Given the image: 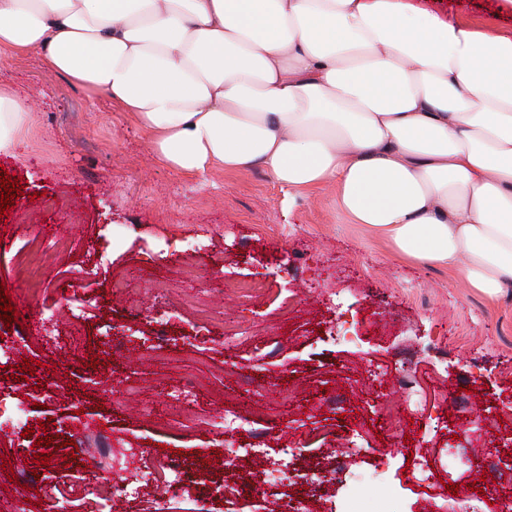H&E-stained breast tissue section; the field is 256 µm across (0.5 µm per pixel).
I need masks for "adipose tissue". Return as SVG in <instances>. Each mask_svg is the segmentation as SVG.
<instances>
[{
    "instance_id": "ef3b65f1",
    "label": "adipose tissue",
    "mask_w": 512,
    "mask_h": 512,
    "mask_svg": "<svg viewBox=\"0 0 512 512\" xmlns=\"http://www.w3.org/2000/svg\"><path fill=\"white\" fill-rule=\"evenodd\" d=\"M107 94L168 166L336 189L348 223L512 292V33L432 0H0V51ZM28 107L0 88V154Z\"/></svg>"
}]
</instances>
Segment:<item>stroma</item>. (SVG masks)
<instances>
[{"label":"stroma","mask_w":512,"mask_h":512,"mask_svg":"<svg viewBox=\"0 0 512 512\" xmlns=\"http://www.w3.org/2000/svg\"><path fill=\"white\" fill-rule=\"evenodd\" d=\"M498 6L456 0L449 12L511 33ZM1 87L29 113L15 153L0 156L20 185L0 216V287L16 312L0 319L12 353L0 396L28 405L32 433L0 435V512H92L91 500L58 495L61 459L118 485L132 443L179 451L186 490L172 500L155 487L120 512H276L310 493L319 512H370L386 495L394 512H498L512 493L498 465L512 457V296L492 300L447 268L399 259L345 223L333 187L291 199L263 169L170 168L134 117L38 55L1 52ZM236 279L262 290L239 298ZM229 325L243 336L228 344ZM385 404L402 430L388 431ZM220 416L240 431L216 435ZM460 428L482 448L455 455ZM255 438L251 462L230 453ZM286 446L302 455L279 495L257 493L256 473ZM421 459L434 479L420 481ZM245 467L231 495L196 478Z\"/></svg>","instance_id":"35a3bbf8"}]
</instances>
